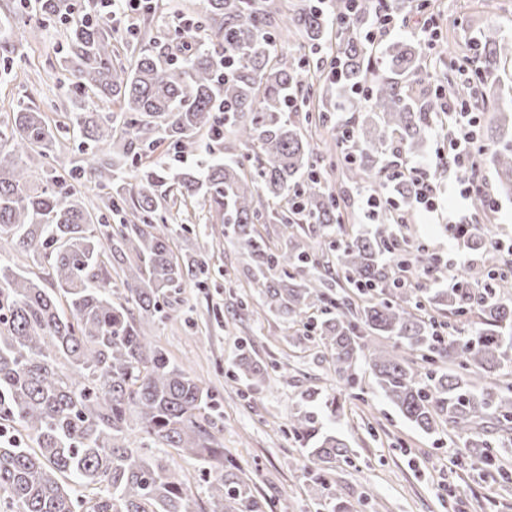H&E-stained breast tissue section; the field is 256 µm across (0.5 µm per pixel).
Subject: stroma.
<instances>
[{
  "instance_id": "1",
  "label": "stroma",
  "mask_w": 512,
  "mask_h": 512,
  "mask_svg": "<svg viewBox=\"0 0 512 512\" xmlns=\"http://www.w3.org/2000/svg\"><path fill=\"white\" fill-rule=\"evenodd\" d=\"M20 0H0V27L11 30L15 53L0 59V101L40 106L43 111L67 104V90L57 69L68 51L67 23L47 28L28 26ZM151 15L116 16L109 22L120 58L139 45L155 42L166 48L178 18L199 12L203 0H158ZM410 24L434 18L448 44V54L432 59L431 69H462L472 76L479 32L497 22L500 35L512 40V0H428L418 8L410 0ZM479 177L498 202L490 212L477 209L478 220L494 227V239L512 242V196L501 192L490 166ZM439 208L411 213L397 233L419 242L429 253L446 254L459 269L480 264L483 252L452 239L447 225L457 201L448 195L447 180L436 183ZM179 251L209 254L204 285L188 282L173 293L162 319L141 317L140 327L171 360L208 389L215 400L218 436L226 454L242 468L268 512H321L326 492L314 486L308 472L305 443L289 431L292 415L303 409L308 387L336 397L343 409L328 431L352 451L350 463H337L331 478L349 512H512V443L498 448L495 466L474 468L466 451L447 432L428 435L406 421L376 387L367 368L361 386L348 389L323 355L317 337L302 325H289L265 313L251 284L239 248L224 238L179 237ZM267 368L268 380L252 386L232 371L241 353Z\"/></svg>"
}]
</instances>
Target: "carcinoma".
Returning <instances> with one entry per match:
<instances>
[{
  "label": "carcinoma",
  "mask_w": 512,
  "mask_h": 512,
  "mask_svg": "<svg viewBox=\"0 0 512 512\" xmlns=\"http://www.w3.org/2000/svg\"><path fill=\"white\" fill-rule=\"evenodd\" d=\"M405 6L377 0H334L285 8L267 0H204L203 11L174 31L175 52L142 48L128 66L118 59L107 18L75 23L61 64L68 106L51 118L19 104L0 129V239L23 254L40 250L52 288L0 258V512H194L193 491L173 466L171 448L192 457L206 475L199 512H267V501L224 455L209 390L143 335L135 312H160L175 291L206 265L175 250L182 224L172 208L202 204L223 214L246 258L267 312L307 327L328 352L338 378L356 380L365 364L377 388L417 429L443 427L464 441L473 465L492 464L487 434L512 431V276L492 277L488 256L458 284L431 292L395 285L405 246L384 224L318 246L344 226L339 195L326 186L324 156L306 131L328 130L344 146L351 186L386 181L405 213L416 205L412 181L386 177L382 155L418 148L441 113V89L413 98L404 79L447 53L433 38L391 43L376 54L378 14ZM58 0H37L35 24L59 16ZM336 36H331V33ZM315 58L277 53L291 37ZM478 84L444 76L448 95L481 100L496 128L507 124L494 84L483 75L512 60V40L489 25ZM329 86H321V72ZM318 97L302 119L289 101ZM357 117L335 123V99ZM76 131L86 165L73 169L55 155L59 135ZM244 153H225L224 138ZM207 141L209 159L175 168L168 154ZM499 185L512 193V145L491 155ZM84 182L105 192L103 208L121 216L104 233V215L82 201ZM279 223L271 246L258 225ZM493 228H452L481 249ZM355 290L333 292L332 273ZM121 288H112V277ZM477 318L469 336L457 319ZM393 340L378 350L372 339ZM234 374L254 383L267 369L242 354ZM294 415L293 436L310 445L312 483L328 488L331 471L350 449L323 430L319 412L336 417V398L316 388ZM137 415V427L130 425Z\"/></svg>",
  "instance_id": "1"
}]
</instances>
